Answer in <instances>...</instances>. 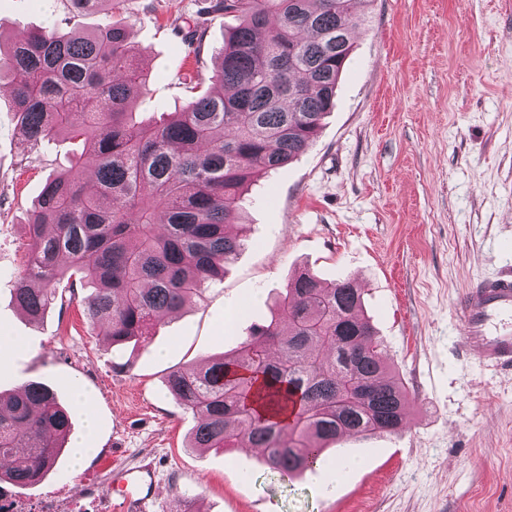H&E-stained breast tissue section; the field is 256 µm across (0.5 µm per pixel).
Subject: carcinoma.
I'll use <instances>...</instances> for the list:
<instances>
[{
  "label": "carcinoma",
  "instance_id": "obj_1",
  "mask_svg": "<svg viewBox=\"0 0 512 512\" xmlns=\"http://www.w3.org/2000/svg\"><path fill=\"white\" fill-rule=\"evenodd\" d=\"M368 0H211L238 24L213 71L184 77L190 100L146 120L133 102L150 74L122 0H66L70 18L101 13L91 31L41 28L0 53L20 134L36 146L64 137L93 155L98 193L82 186V157L50 177L28 221V253L13 298L44 318L67 279L90 322L114 346L143 340L167 314L224 276L244 246L239 223L254 178L310 146L334 105L352 51L351 18ZM204 32L182 41L200 59ZM362 295L350 281L290 279L279 313L252 326L231 354L169 373L167 389L194 416L192 447L241 445L286 478L323 464L347 434H396L410 400L386 363ZM72 428L69 407L40 381L0 395V482L25 489L56 466Z\"/></svg>",
  "mask_w": 512,
  "mask_h": 512
}]
</instances>
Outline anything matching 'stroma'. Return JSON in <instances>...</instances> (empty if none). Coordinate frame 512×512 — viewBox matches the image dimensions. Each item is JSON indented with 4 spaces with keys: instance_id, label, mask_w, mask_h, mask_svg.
Instances as JSON below:
<instances>
[{
    "instance_id": "stroma-1",
    "label": "stroma",
    "mask_w": 512,
    "mask_h": 512,
    "mask_svg": "<svg viewBox=\"0 0 512 512\" xmlns=\"http://www.w3.org/2000/svg\"><path fill=\"white\" fill-rule=\"evenodd\" d=\"M209 0H124L151 73L135 111L161 116L187 101L194 66L174 29L206 20L205 68L235 17ZM353 19V50L336 105L304 154L246 196L247 241L200 298L164 318L150 339L119 348L66 300L33 322L16 307L25 224L49 176L82 141L32 146L18 133L9 84H0V390L29 380L65 404L81 384L92 399L94 453L74 469L62 453L42 483L14 490L40 506L53 495L76 512L121 506L116 474L152 466L154 512H512V373L462 358L456 302L473 280L512 263V0H371ZM63 0H0V37L41 27L83 31ZM353 279L385 357L413 407L396 435H354L327 462L286 481L255 448H188L195 425L167 395L174 369L232 352L269 321L294 273Z\"/></svg>"
}]
</instances>
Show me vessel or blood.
<instances>
[{"label":"vessel or blood","mask_w":512,"mask_h":512,"mask_svg":"<svg viewBox=\"0 0 512 512\" xmlns=\"http://www.w3.org/2000/svg\"><path fill=\"white\" fill-rule=\"evenodd\" d=\"M464 358L497 370L512 371V266L474 281L457 302ZM132 492L123 493L124 506L133 512H150L156 499L151 467L130 478Z\"/></svg>","instance_id":"1"}]
</instances>
